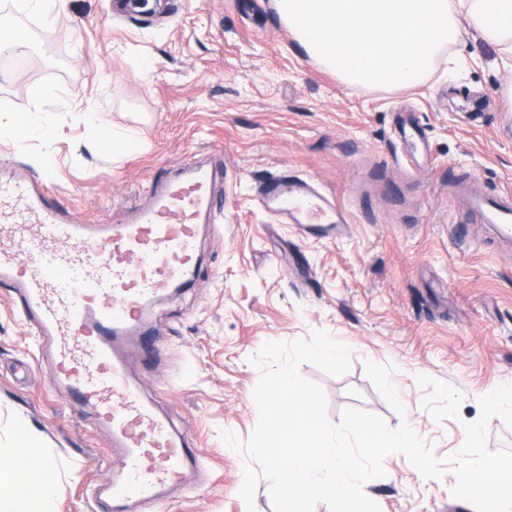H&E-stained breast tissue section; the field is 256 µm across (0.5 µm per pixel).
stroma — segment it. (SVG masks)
Segmentation results:
<instances>
[{"instance_id": "stroma-1", "label": "stroma", "mask_w": 512, "mask_h": 512, "mask_svg": "<svg viewBox=\"0 0 512 512\" xmlns=\"http://www.w3.org/2000/svg\"><path fill=\"white\" fill-rule=\"evenodd\" d=\"M149 7L66 0L54 30L21 15L37 49L24 70L0 65V114L57 90L53 136L0 137V176L45 181L85 221L129 222L187 159L217 169L194 277L149 301L121 341L129 379L201 465L129 512H246L251 459L221 433L245 443L254 432L251 359L263 344L318 330L351 353L341 377L301 368L324 387L332 422L358 408L415 426L436 459L456 453L480 397L512 384V241L460 207L467 193L512 190V61L501 45L470 28L418 86H352L308 56L272 0ZM99 125L134 148L99 152ZM284 171L335 195L349 224L320 237L278 223L257 191ZM49 359L16 289L0 283V458L35 441L55 486L34 512H93L86 492L118 451L52 389ZM369 361L392 366L404 415L367 377ZM421 374L463 393L460 419H432ZM383 467L364 486L381 512H473L452 497V474L424 478L400 453Z\"/></svg>"}]
</instances>
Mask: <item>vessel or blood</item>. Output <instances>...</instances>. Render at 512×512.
Segmentation results:
<instances>
[{"label": "vessel or blood", "instance_id": "vessel-or-blood-1", "mask_svg": "<svg viewBox=\"0 0 512 512\" xmlns=\"http://www.w3.org/2000/svg\"><path fill=\"white\" fill-rule=\"evenodd\" d=\"M213 172L189 166L167 181L151 206L127 224H85L54 200L45 183L0 180V283L17 289L25 318L54 345V389L123 448L118 471L93 488L109 494L108 512L132 498H154L183 481L196 451L172 437L128 380L119 340L142 306L196 266V226L214 210ZM259 202L283 224L329 235L348 214L312 180L281 174ZM471 216L512 238V196H470Z\"/></svg>", "mask_w": 512, "mask_h": 512}]
</instances>
